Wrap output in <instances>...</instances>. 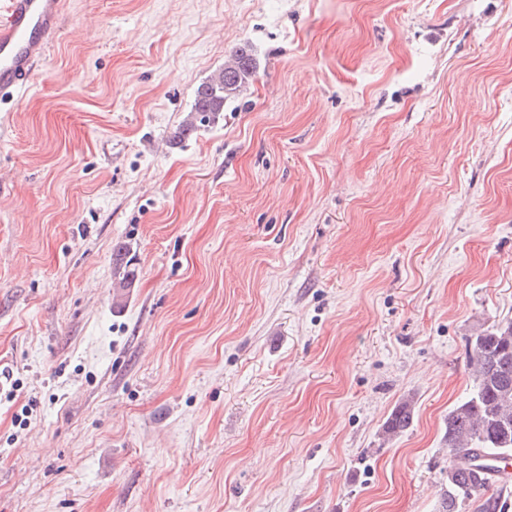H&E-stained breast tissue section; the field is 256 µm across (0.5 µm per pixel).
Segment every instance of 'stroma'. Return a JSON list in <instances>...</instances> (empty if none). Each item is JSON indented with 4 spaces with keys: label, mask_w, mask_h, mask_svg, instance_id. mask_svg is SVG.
<instances>
[{
    "label": "stroma",
    "mask_w": 512,
    "mask_h": 512,
    "mask_svg": "<svg viewBox=\"0 0 512 512\" xmlns=\"http://www.w3.org/2000/svg\"><path fill=\"white\" fill-rule=\"evenodd\" d=\"M63 2L0 101V512H439L512 322V0ZM258 59L252 46L248 43L235 50L224 68L211 75L196 89L191 116L178 128L175 138L188 137L196 130V121L200 123L215 119L219 112H224V105L235 100L255 77ZM414 414L413 400H402L384 422L381 433L384 439L392 440L404 433L411 425Z\"/></svg>",
    "instance_id": "1"
}]
</instances>
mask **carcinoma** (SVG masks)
Returning a JSON list of instances; mask_svg holds the SVG:
<instances>
[{"mask_svg":"<svg viewBox=\"0 0 512 512\" xmlns=\"http://www.w3.org/2000/svg\"><path fill=\"white\" fill-rule=\"evenodd\" d=\"M257 69L252 46L246 43L237 48L224 68L197 87L191 116L175 137L182 140L196 130V122L216 118L226 103L243 92ZM469 344L474 386L467 398L448 411L445 441L451 475L441 487L442 512H458L491 482L509 478L499 464L512 458V322L475 334ZM413 414V400H402L384 422L383 438L392 440L404 433Z\"/></svg>","mask_w":512,"mask_h":512,"instance_id":"carcinoma-1","label":"carcinoma"}]
</instances>
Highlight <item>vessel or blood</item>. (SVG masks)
I'll return each instance as SVG.
<instances>
[{
  "mask_svg": "<svg viewBox=\"0 0 512 512\" xmlns=\"http://www.w3.org/2000/svg\"><path fill=\"white\" fill-rule=\"evenodd\" d=\"M61 0H0V96L27 91L55 36Z\"/></svg>",
  "mask_w": 512,
  "mask_h": 512,
  "instance_id": "obj_1",
  "label": "vessel or blood"
}]
</instances>
